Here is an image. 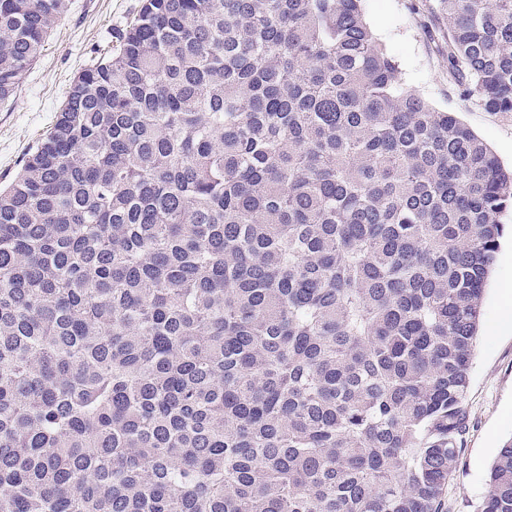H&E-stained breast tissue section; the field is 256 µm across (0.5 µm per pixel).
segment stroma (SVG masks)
<instances>
[{
  "instance_id": "35a3bbf8",
  "label": "stroma",
  "mask_w": 512,
  "mask_h": 512,
  "mask_svg": "<svg viewBox=\"0 0 512 512\" xmlns=\"http://www.w3.org/2000/svg\"><path fill=\"white\" fill-rule=\"evenodd\" d=\"M139 0H69L46 39L12 106L0 107V185L21 169L29 149L49 128L74 77L111 29L125 24ZM377 42L395 60L401 84L434 107L456 115L512 166V112H488L461 97L448 72V38L440 0H362ZM492 276L485 288L481 324L464 401L466 430L459 462L444 493L445 512H476L488 467L512 439V330L501 327L505 287L512 286V211Z\"/></svg>"
}]
</instances>
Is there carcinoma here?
<instances>
[{"instance_id": "carcinoma-1", "label": "carcinoma", "mask_w": 512, "mask_h": 512, "mask_svg": "<svg viewBox=\"0 0 512 512\" xmlns=\"http://www.w3.org/2000/svg\"><path fill=\"white\" fill-rule=\"evenodd\" d=\"M442 4L512 112V0ZM65 9L0 0V105ZM508 209L361 0H141L0 190V512H443Z\"/></svg>"}]
</instances>
